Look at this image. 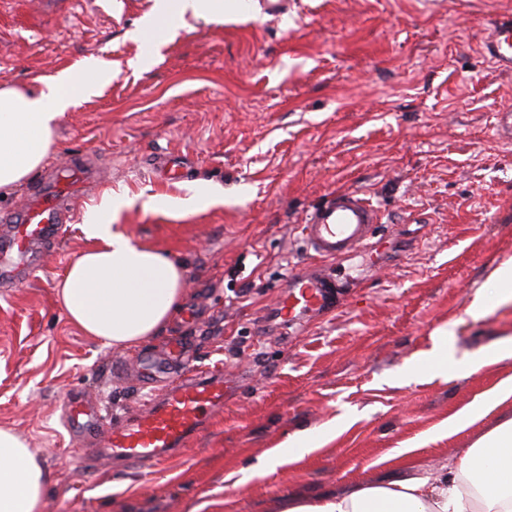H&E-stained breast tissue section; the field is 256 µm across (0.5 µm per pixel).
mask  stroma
I'll return each mask as SVG.
<instances>
[{
	"label": "stroma",
	"instance_id": "35a3bbf8",
	"mask_svg": "<svg viewBox=\"0 0 512 512\" xmlns=\"http://www.w3.org/2000/svg\"><path fill=\"white\" fill-rule=\"evenodd\" d=\"M154 0H0V83L30 84L85 59L112 78L58 123L53 169L82 159L102 178L30 279L0 287V427L48 472L42 512H286L295 499L416 474L440 476L512 419V301L469 309L512 263V144L493 129L512 106V75L483 50L512 0H288L285 14L189 21L160 42L150 71L130 38ZM179 157L177 178L158 161ZM341 189L363 193L406 236L376 268L341 261L333 314L279 329L270 319L304 262L305 213ZM133 203L118 218L184 269L181 311L134 349L104 346L70 323L55 284L89 243L79 225L104 191ZM198 197L195 212L167 207ZM154 199L151 208L143 202ZM196 363H223L232 385L206 434L161 467L115 466L74 440L67 396L102 414L132 412V373L173 336ZM445 374L420 363L437 347ZM489 404L476 423L458 417ZM311 436L314 450L267 473L262 460Z\"/></svg>",
	"mask_w": 512,
	"mask_h": 512
}]
</instances>
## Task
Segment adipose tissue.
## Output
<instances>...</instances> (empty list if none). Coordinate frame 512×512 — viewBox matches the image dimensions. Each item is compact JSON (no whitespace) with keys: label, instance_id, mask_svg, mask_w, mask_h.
Returning <instances> with one entry per match:
<instances>
[{"label":"adipose tissue","instance_id":"adipose-tissue-1","mask_svg":"<svg viewBox=\"0 0 512 512\" xmlns=\"http://www.w3.org/2000/svg\"><path fill=\"white\" fill-rule=\"evenodd\" d=\"M242 0H156L137 29L158 37L188 20L220 22L244 12ZM112 65L87 60L81 74L60 72L31 86L0 85V189L11 190L50 157L59 120L78 97L95 94ZM131 204L105 192L80 226L91 245L56 285L68 320L103 345L137 346L172 319L182 296L183 269L169 253L136 241L117 224ZM50 481L27 443L0 428V512H42ZM288 512H512V420L468 448L450 473L366 485L344 496L300 502Z\"/></svg>","mask_w":512,"mask_h":512}]
</instances>
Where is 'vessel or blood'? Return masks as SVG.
<instances>
[{
  "instance_id": "vessel-or-blood-1",
  "label": "vessel or blood",
  "mask_w": 512,
  "mask_h": 512,
  "mask_svg": "<svg viewBox=\"0 0 512 512\" xmlns=\"http://www.w3.org/2000/svg\"><path fill=\"white\" fill-rule=\"evenodd\" d=\"M485 54L498 72L512 71V17L501 16L492 26ZM94 170L78 165L57 169L42 180L34 196L15 216L0 220V284L10 285L35 269L36 248L59 238L70 208L88 186L96 183ZM381 214L361 192L343 190L312 207L301 226L310 259L288 276L272 311L274 319L292 325L307 313L335 308L336 280L329 265L363 250L379 249ZM181 365V378L164 392L151 390L154 377L167 374L171 362ZM137 377L148 387L149 406L134 413L101 415L90 403L78 412H65L62 423L69 434L90 440L105 435V456L116 463L157 466L178 452L188 439L201 433L224 404V369L200 368L182 337H171L165 357L141 360Z\"/></svg>"
}]
</instances>
